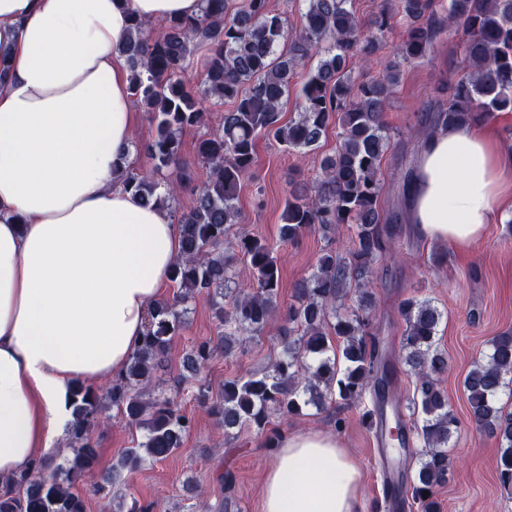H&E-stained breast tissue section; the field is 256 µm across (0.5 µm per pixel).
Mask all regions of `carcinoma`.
<instances>
[{
    "instance_id": "cac0c4a2",
    "label": "carcinoma",
    "mask_w": 512,
    "mask_h": 512,
    "mask_svg": "<svg viewBox=\"0 0 512 512\" xmlns=\"http://www.w3.org/2000/svg\"><path fill=\"white\" fill-rule=\"evenodd\" d=\"M303 25L288 33L285 19L270 0H202L201 14L163 22L154 37L135 19L119 52L130 70L132 95L155 125L141 149L148 166H122L117 183L144 202L173 212L182 180L165 172L179 165L181 135L202 123L204 102H229L222 123L198 144L207 176L194 187L193 207L178 215L180 255L169 280L172 300L152 306L140 345L125 372L101 387L76 384L71 393L73 421L67 429L72 455L65 466L42 457L10 477L0 491V512H86L84 487L109 502L118 498L121 471L161 461L181 448L191 419L176 397L163 391L146 396L153 371L180 331L186 304L204 294L224 327L216 341H202L186 354L184 370L195 377L218 351L233 352L242 337L259 336L280 310V267L267 240L245 230L224 250L231 227L242 223L237 206L242 184L254 176L256 142L265 137L286 150L320 147L330 126L338 124L336 150L323 156L308 185H290L281 227L294 241L320 228L326 244L316 269L296 286V303L285 313L280 352L260 373L224 381L219 401L199 390L198 401L224 426V436L252 428L262 434L272 416L299 415L305 407L336 411L363 403L362 419L372 426L386 406L389 375L386 351L377 336L372 280L376 264L399 253L402 230L395 210L381 204L382 166L392 135L386 112L399 82V63H386L377 76L359 81L352 60L365 64L377 56L383 38L404 26L399 58L414 62L430 56L449 32L461 36V74L440 90L427 113V134L454 123H483L498 112H512V0H381L369 24L356 15L354 0H298ZM210 47L200 95L188 90L183 73L198 45ZM316 59L297 96L301 112L283 121L298 67ZM347 224L352 245L341 254L332 238ZM246 259L249 288L232 307H224V285L239 276L236 254ZM398 312L405 322L397 363L414 375L408 409L415 433L424 443L412 471H404L408 492L421 512H438L437 488L448 478V442L460 421L440 382L448 357L436 346L442 313L430 301L408 297ZM512 375V330L492 338L489 351L464 376L469 421L498 443L501 484L512 488V412L497 397ZM116 409L129 424L145 430L144 440L127 449L111 473L95 480L99 467L94 429ZM429 492L423 497V492Z\"/></svg>"
}]
</instances>
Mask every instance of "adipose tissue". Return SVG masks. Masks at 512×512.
Returning <instances> with one entry per match:
<instances>
[{
	"label": "adipose tissue",
	"instance_id": "adipose-tissue-1",
	"mask_svg": "<svg viewBox=\"0 0 512 512\" xmlns=\"http://www.w3.org/2000/svg\"><path fill=\"white\" fill-rule=\"evenodd\" d=\"M201 0H0V476L71 419L75 381L123 373L180 251L166 210L124 190L133 101L119 44L133 18ZM512 153L480 127L429 136L408 195L418 236L468 249L511 200ZM361 473L334 435L283 434L262 512H359Z\"/></svg>",
	"mask_w": 512,
	"mask_h": 512
}]
</instances>
